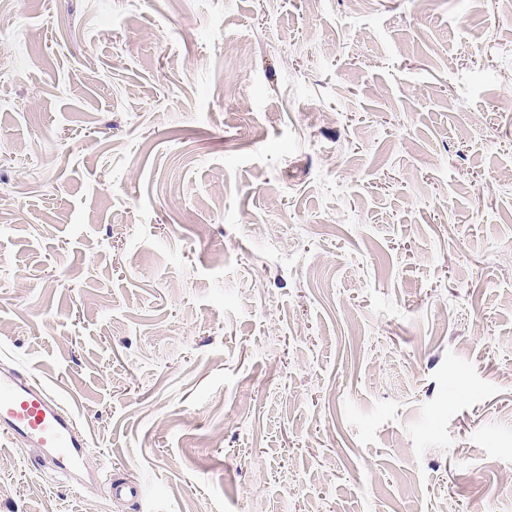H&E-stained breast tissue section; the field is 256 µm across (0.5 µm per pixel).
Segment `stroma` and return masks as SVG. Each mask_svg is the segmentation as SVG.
I'll list each match as a JSON object with an SVG mask.
<instances>
[{"label":"stroma","mask_w":512,"mask_h":512,"mask_svg":"<svg viewBox=\"0 0 512 512\" xmlns=\"http://www.w3.org/2000/svg\"><path fill=\"white\" fill-rule=\"evenodd\" d=\"M0 512H512L505 0H0ZM0 429L11 440L52 456L56 473L66 480L84 467L87 442L74 415L30 375L0 372Z\"/></svg>","instance_id":"35a3bbf8"}]
</instances>
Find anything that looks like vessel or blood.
Returning a JSON list of instances; mask_svg holds the SVG:
<instances>
[{
	"instance_id": "b4317fda",
	"label": "vessel or blood",
	"mask_w": 512,
	"mask_h": 512,
	"mask_svg": "<svg viewBox=\"0 0 512 512\" xmlns=\"http://www.w3.org/2000/svg\"><path fill=\"white\" fill-rule=\"evenodd\" d=\"M0 432L50 455L65 479L84 467L87 442L74 416L31 376L0 372Z\"/></svg>"
}]
</instances>
